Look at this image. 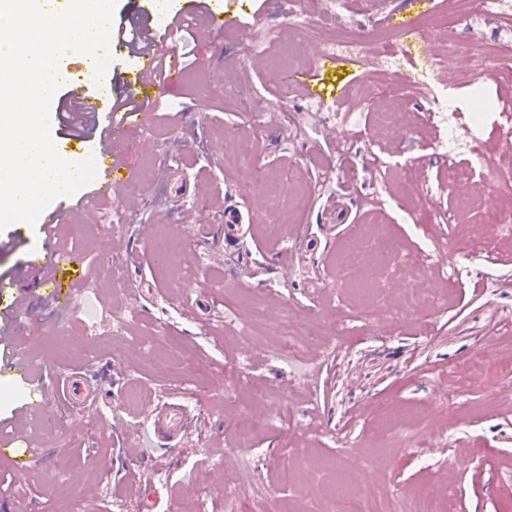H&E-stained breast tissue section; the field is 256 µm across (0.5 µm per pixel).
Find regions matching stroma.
<instances>
[{
  "label": "stroma",
  "instance_id": "35a3bbf8",
  "mask_svg": "<svg viewBox=\"0 0 512 512\" xmlns=\"http://www.w3.org/2000/svg\"><path fill=\"white\" fill-rule=\"evenodd\" d=\"M355 12L344 0H224L234 27L215 34L194 17L192 57L183 60L177 89L154 100L143 131L112 144L140 180L119 185L93 212L53 202L61 214L59 253L81 274L72 304L57 307L15 276L16 257L0 252V279L29 294L42 319L21 349L35 371L84 370L98 398L77 410L51 397L48 413L28 432L41 450L27 468L0 456V512H58L77 502L81 512H140V490L162 487L158 512H321L324 491L336 481L335 464L363 468L371 483L400 490L418 485L456 494L444 512H512L498 488L512 474V376L474 364L477 352L508 350L512 330L498 329L512 312V238L498 236L491 219L512 207L500 187L484 195L465 224H445L454 206L448 161L424 110L420 85L398 86L361 61L321 62L314 52L340 32L381 52L390 30L376 13L403 11L433 22L457 20L460 0H375ZM269 32L258 62L240 59L248 35ZM458 33L486 54L492 100L512 96V69L503 66L490 32ZM307 36L297 63L319 71L323 101L366 84L399 91L403 130L378 137L372 118L356 113L354 127L374 140L372 152L337 154L324 115L303 124L309 104L290 89L288 49ZM252 135V160L241 157L230 131ZM433 189L411 218L398 207L370 209V197H391L410 185ZM348 210L334 217L336 197ZM137 201L132 221L114 226L113 210ZM250 210L255 228L238 242L218 229L225 206ZM282 222L280 238L261 226ZM394 236L402 251L391 269H371L379 291L362 305L351 290L359 274L341 270L338 256L355 245L372 248V231ZM187 238L174 266L158 265L152 245L173 231ZM447 260L426 273L428 286L453 277L456 300L419 304L389 316L398 288L423 261L429 238ZM462 265L452 275V264ZM496 281L495 292L485 290ZM272 314L289 312L318 325L322 342L297 356L278 358L272 328L246 335L251 301ZM164 362V371L153 369ZM143 405H125L130 387ZM185 397L195 423L168 446L155 439L147 408ZM256 422L249 482L224 484L243 416ZM295 486L281 482L288 464ZM265 488L261 504L255 487Z\"/></svg>",
  "mask_w": 512,
  "mask_h": 512
}]
</instances>
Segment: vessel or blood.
I'll use <instances>...</instances> for the list:
<instances>
[{"label": "vessel or blood", "mask_w": 512, "mask_h": 512, "mask_svg": "<svg viewBox=\"0 0 512 512\" xmlns=\"http://www.w3.org/2000/svg\"><path fill=\"white\" fill-rule=\"evenodd\" d=\"M204 14L212 29L220 30L225 25L224 10L217 0H185L183 12L158 13L146 10L124 21L111 31L114 51L136 58L138 66L132 71H115L108 82V96H101L99 86L94 83L93 71H86L81 83L69 86L64 108H76L82 112L89 134L98 142L94 152L97 178L88 191L94 198L102 199L112 194V183L116 178L135 179V172L127 168L111 149L112 141L121 133L139 126L152 100L153 93L177 82L182 70L179 55L171 52L170 34L181 16ZM288 80L301 88L308 97H319V78L316 71L303 69L290 74ZM44 233L38 248L22 249L16 239H0L1 252L19 254L17 277L34 287L47 290L48 297L56 304H65L72 298V290L63 288L58 277L55 257L58 252L60 224L56 212H44L40 218ZM252 231L248 212L230 205L224 209V236L227 241L246 238ZM16 340L0 342V377L7 379L18 394L20 404L14 414L15 434L0 449L16 458L32 459L38 450L23 430L22 424L29 417L46 411L48 395L45 383L34 377L31 367L15 359ZM66 393L72 405L81 406L96 398L95 387L81 371H70ZM189 426V407L181 401L170 402L150 412L152 434L164 442H178Z\"/></svg>", "instance_id": "obj_1"}]
</instances>
